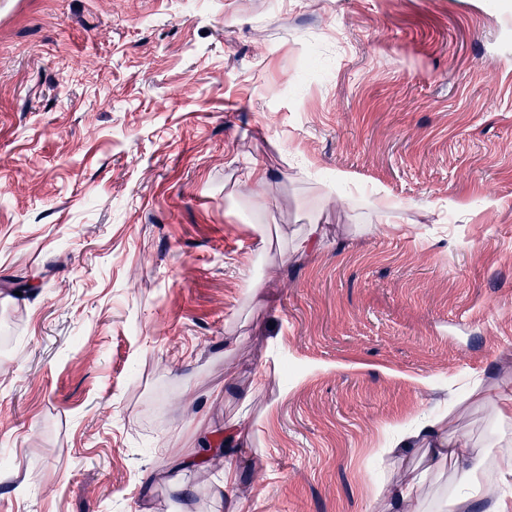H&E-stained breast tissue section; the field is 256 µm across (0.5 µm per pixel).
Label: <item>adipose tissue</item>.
I'll use <instances>...</instances> for the list:
<instances>
[{
	"label": "adipose tissue",
	"mask_w": 512,
	"mask_h": 512,
	"mask_svg": "<svg viewBox=\"0 0 512 512\" xmlns=\"http://www.w3.org/2000/svg\"><path fill=\"white\" fill-rule=\"evenodd\" d=\"M405 450H421L429 464L425 469L409 468L387 489L390 512H417L419 492L429 477L452 472L464 480L484 503V512H512V501L488 491L481 484V470L475 448L467 441L448 435L443 421L413 430L402 441ZM474 494V495H475Z\"/></svg>",
	"instance_id": "ef3b65f1"
}]
</instances>
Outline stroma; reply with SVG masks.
I'll return each instance as SVG.
<instances>
[{"label": "stroma", "mask_w": 512, "mask_h": 512, "mask_svg": "<svg viewBox=\"0 0 512 512\" xmlns=\"http://www.w3.org/2000/svg\"><path fill=\"white\" fill-rule=\"evenodd\" d=\"M477 380L512 389V0H0V512H220L228 464L238 512H384L448 411L494 484Z\"/></svg>", "instance_id": "stroma-1"}]
</instances>
